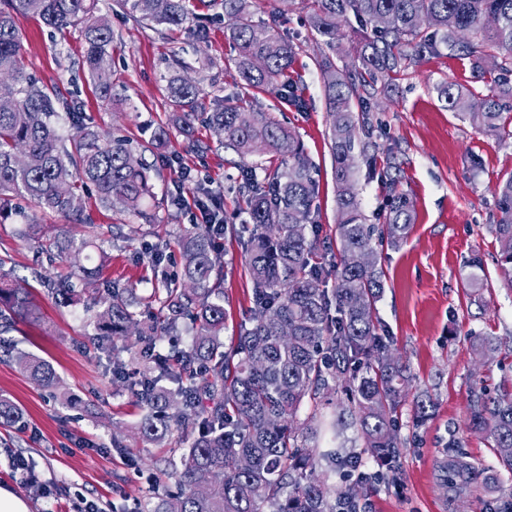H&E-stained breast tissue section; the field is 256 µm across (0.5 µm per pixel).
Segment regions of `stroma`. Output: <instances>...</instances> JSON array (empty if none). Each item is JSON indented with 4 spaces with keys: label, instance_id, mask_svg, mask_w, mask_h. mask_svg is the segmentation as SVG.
Instances as JSON below:
<instances>
[{
    "label": "stroma",
    "instance_id": "1",
    "mask_svg": "<svg viewBox=\"0 0 512 512\" xmlns=\"http://www.w3.org/2000/svg\"><path fill=\"white\" fill-rule=\"evenodd\" d=\"M112 19V85L121 103L107 107L82 69L84 38L80 28L57 32L38 18L22 16L28 72L41 84L55 87L61 98L80 112L83 123L130 140L153 167L157 220L142 223L118 209L89 200L86 212L97 226L96 245L82 255L86 266H100V278L133 285L148 297L157 274L148 264L142 245L172 239L189 226L190 212L171 204L177 167L191 168L195 178H208L221 187L234 185L240 162L274 170L271 155L239 159L236 153L215 148L204 154L187 151L181 137L171 136L166 147L147 150L159 129L167 127L169 100L163 81L164 60L180 53L186 75L208 96L234 103L238 93L228 38L230 20L222 0H191L192 14L182 28L153 29L123 13L118 0H100ZM310 0H292L284 32L297 46L291 70L300 107L289 106L264 90L246 93L252 108L272 113L292 129L316 167V215L319 238L336 240V183L330 149V124L325 80L317 64L321 47L311 37L307 16ZM499 72L486 66L475 78L469 60L447 49L429 54L404 73L379 86L369 114L376 144L373 158L358 159L354 189L369 223L379 225L387 211L391 179L413 204L414 224L399 243L376 242L384 289L378 315L394 353L407 367L412 393H426L433 406L418 420L411 403H404L396 429L404 443L396 472L379 468L366 452L341 480L362 483L360 512H449L442 486L440 461L456 440L472 460L495 465L492 440L467 430L465 419L473 388L496 390L512 379V285L496 261L493 230L499 218L497 184L512 176V138L480 132L471 122L448 111L437 85L462 83L479 95L497 93ZM16 214L0 222V270L27 288L37 318L15 317L5 339L15 351L45 360L58 376L56 391L31 381L9 358L0 359V396L24 411L22 424L0 427V485L24 496L30 512H71L78 498L99 501L104 512H140L155 488L170 480L156 468L162 457L179 458L177 440L158 447L137 435L142 409L122 384L112 380V363L99 355L88 324L95 295L87 288L83 300L60 306L48 293V282L69 277L61 263L49 264L34 241L20 231L31 222L43 235L60 231L82 238L86 230L77 217L43 214L30 200H13ZM122 225V236L112 234ZM224 295L236 324L250 308L251 283L244 257L232 235L222 238ZM479 273L482 290L473 293L471 273ZM501 339L493 361L477 360L473 333ZM124 449L113 448V439ZM21 456L30 472L28 482L16 481L11 456Z\"/></svg>",
    "mask_w": 512,
    "mask_h": 512
}]
</instances>
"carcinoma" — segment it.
I'll return each mask as SVG.
<instances>
[{"label":"carcinoma","mask_w":512,"mask_h":512,"mask_svg":"<svg viewBox=\"0 0 512 512\" xmlns=\"http://www.w3.org/2000/svg\"><path fill=\"white\" fill-rule=\"evenodd\" d=\"M99 0H0V218L8 203L26 195L44 211L84 215L83 189L94 187L103 207L114 206L154 223L151 166L130 141L110 136L84 123L70 146L62 144L56 118V89L38 84L28 73L16 16L39 18L62 31L81 26L85 41L83 66L100 98L112 102V73L106 62L112 27ZM224 15L236 21L230 40L239 84L265 88L299 104L290 69L296 45L281 30L292 0H277L269 21L251 19V0H222ZM134 20L179 28L189 19V0H121ZM355 22L363 37L358 69L336 65L342 52L341 26ZM312 35L327 49L318 66L325 76L330 104L331 151L335 162L338 224L336 250L319 252V225L314 222L318 188L312 163L298 136L269 112L243 102L224 105L184 78L186 63L172 55L164 80L171 108V129L187 147L206 153L212 145L195 137L202 121L215 144L246 158L261 149L276 156L281 167L258 179L241 167L235 187L246 218L231 228L245 258L252 285V306L237 334L224 342L228 312L224 307V261L215 244L217 225L192 224L177 239L181 263L176 277L164 279L151 294L156 311L137 318L130 300L134 286L108 285L98 292L90 317L97 349L107 355L125 352L128 360L112 366V376L136 396L144 415L140 437L162 444L177 431L189 440L173 466L174 494H156L146 512H336L340 504L354 508L356 493L329 484L316 475L325 459L346 468L357 464L344 431L356 429L361 447L388 464L401 441L392 415L406 396L408 376L399 357L385 342L376 304L383 290L374 227L366 223L353 192L356 159L374 150L368 112L376 83L404 71L415 59L448 50L501 72V89L478 96L472 89L444 85L439 89L447 108L480 130L500 138L507 129L503 99L512 97V0H313ZM500 213L494 225L497 263L512 274V176L496 188ZM413 210L406 194L394 193L384 216L383 233L398 242L407 237ZM41 253L75 268L71 277L83 282L100 269L82 265L79 248L67 234L49 237ZM352 252L367 255L362 267L350 266ZM334 286L328 287L329 280ZM50 291L66 304L80 298L75 283ZM33 314L27 289L0 273V333L18 315ZM193 324L190 345L159 342ZM474 353L484 360L499 350L498 339L476 336ZM16 364L38 385L58 382L47 362L24 354ZM340 387L347 402H336L331 418L320 411L323 399ZM310 405L306 419L300 409ZM24 419L23 410L0 398V426ZM467 426L493 441L495 466H485L462 453H449L442 463L448 502L480 491L501 502L498 512H512V390L494 398L475 389Z\"/></svg>","instance_id":"cac0c4a2"}]
</instances>
